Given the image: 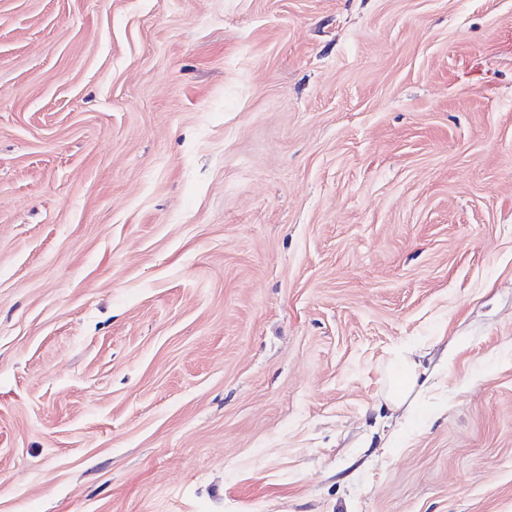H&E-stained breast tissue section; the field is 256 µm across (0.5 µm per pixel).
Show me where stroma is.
I'll list each match as a JSON object with an SVG mask.
<instances>
[{"instance_id":"35a3bbf8","label":"stroma","mask_w":512,"mask_h":512,"mask_svg":"<svg viewBox=\"0 0 512 512\" xmlns=\"http://www.w3.org/2000/svg\"><path fill=\"white\" fill-rule=\"evenodd\" d=\"M0 512H512V0H0ZM425 356L426 354L416 348L401 349L395 353L392 366L399 372L390 376L384 384L387 405L393 413L400 411L404 405L411 407L422 394L419 379L426 373L422 363ZM412 394V402L407 403ZM393 413L389 418L394 415Z\"/></svg>"}]
</instances>
